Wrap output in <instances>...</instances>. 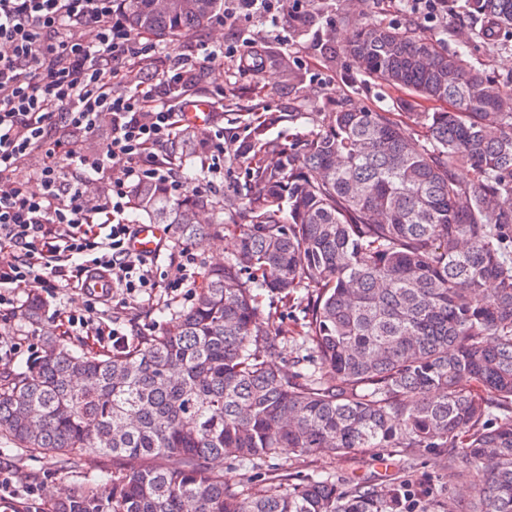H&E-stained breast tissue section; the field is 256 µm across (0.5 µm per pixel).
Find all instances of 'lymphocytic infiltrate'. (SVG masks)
<instances>
[{"label":"lymphocytic infiltrate","instance_id":"f902f5d3","mask_svg":"<svg viewBox=\"0 0 512 512\" xmlns=\"http://www.w3.org/2000/svg\"><path fill=\"white\" fill-rule=\"evenodd\" d=\"M282 0H224L215 24L239 27L254 15L276 17ZM86 38L77 40L73 29ZM250 42H230L203 56L168 57L154 74L162 91L152 96L129 86V74L159 49L130 29L115 0H0V247L19 250L0 266V310L18 309L25 291L51 296L69 272L107 277L112 289L134 300L158 286L170 291L196 284L197 256L182 246L176 266L157 277L152 261L133 253L134 226L125 219L131 185L155 181L181 194L209 191L224 175V135L212 134L199 157L201 176L189 179L157 151L170 141L179 116L192 104L189 89L218 57L244 59ZM109 124L100 152L75 148L78 133ZM42 162L32 191L18 170L32 154ZM123 166L111 178L112 162ZM107 296H89L85 308L60 314L67 331L120 346V330L96 307Z\"/></svg>","mask_w":512,"mask_h":512}]
</instances>
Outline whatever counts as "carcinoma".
<instances>
[{
	"mask_svg": "<svg viewBox=\"0 0 512 512\" xmlns=\"http://www.w3.org/2000/svg\"><path fill=\"white\" fill-rule=\"evenodd\" d=\"M129 27L165 41L204 30L224 0H115ZM471 33L498 47L512 0H463ZM344 53L380 85L429 101L410 112L341 109L301 145L249 122L245 194L228 205L239 251L203 272L194 302L161 333L110 355L53 339L26 370L0 374V438L75 468L119 465L112 488H66L51 512H409L412 480L224 486L212 462L388 448L436 449L462 501L418 492V512H512V84L489 78L409 21H370ZM187 134L175 153L192 160ZM473 171L469 183L456 169ZM134 208L178 243L202 245L224 212L197 193L135 187ZM305 289L301 335L318 364L270 360L255 289ZM177 457L168 467L156 460ZM462 460L463 469L456 468Z\"/></svg>",
	"mask_w": 512,
	"mask_h": 512,
	"instance_id": "obj_1",
	"label": "carcinoma"
}]
</instances>
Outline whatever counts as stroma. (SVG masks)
Masks as SVG:
<instances>
[{
  "mask_svg": "<svg viewBox=\"0 0 512 512\" xmlns=\"http://www.w3.org/2000/svg\"><path fill=\"white\" fill-rule=\"evenodd\" d=\"M384 24L405 21L400 0H332L328 17L317 18L308 36L297 41H281L280 33L288 25L287 14L276 20L258 19L240 30V38L265 46L264 74L256 78L242 72L233 59L223 58L210 64L204 76L191 88L193 95L209 101L213 119L206 125L194 126L197 134L224 132V181L214 196L224 201L236 200L246 174L236 159L248 142L250 120L261 118L268 124L270 138L285 142L318 132L327 113L340 109H373L379 112H432L436 103L420 102L403 90L378 85L363 75L344 56L329 53V46H342L356 28L357 13ZM422 31L443 35L448 50L460 54L481 67L491 78H512V39L505 46L490 49L474 40L470 23L459 12L456 0L448 4L447 21H420ZM262 318L267 319L276 335L277 362L283 371L310 369L315 364L310 351L299 336L303 321L301 305L286 303L280 295L262 290L258 293ZM195 294L189 289L162 291L157 303L139 298L127 304L121 313L120 329L128 345L140 343L165 328L172 317L190 306ZM86 297L77 278L63 282L58 296L48 299L40 326L19 319L17 313L0 312V338L21 344L22 348L39 345L42 336L53 335L75 349L98 350L91 337L65 333L58 313L62 309L83 307ZM111 459L84 458L79 469L62 470L40 455L12 447L0 439V469L7 471L15 486L33 487L43 512L51 506L64 486L84 481L96 483L100 492H108L110 483L105 473ZM405 465L402 457L380 453L371 456L354 452L345 456L317 454L307 457H282L243 464L234 459L219 461L224 483L235 490L258 492L269 478L278 476L297 480L304 476L328 477L338 482L355 478L370 480L384 487L392 474ZM410 465L416 479L429 493L469 499L473 489L468 481H449L448 459L435 450L417 454Z\"/></svg>",
  "mask_w": 512,
  "mask_h": 512,
  "instance_id": "obj_1",
  "label": "stroma"
}]
</instances>
